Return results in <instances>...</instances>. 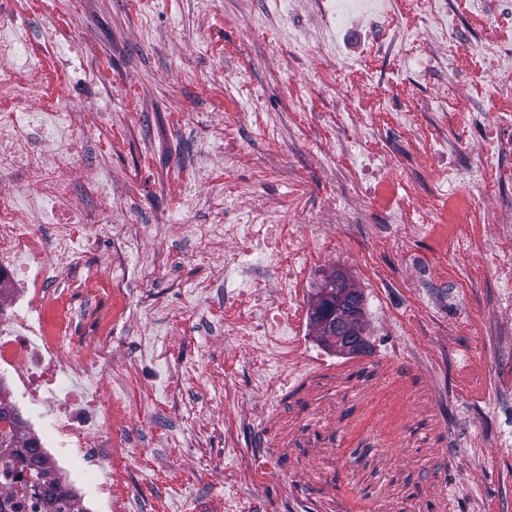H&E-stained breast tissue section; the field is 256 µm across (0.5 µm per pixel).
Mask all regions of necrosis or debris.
Here are the masks:
<instances>
[{
  "label": "necrosis or debris",
  "mask_w": 512,
  "mask_h": 512,
  "mask_svg": "<svg viewBox=\"0 0 512 512\" xmlns=\"http://www.w3.org/2000/svg\"><path fill=\"white\" fill-rule=\"evenodd\" d=\"M10 0H0V78L26 80L38 87L39 61L27 62L17 71V50L24 36L8 22ZM386 12L384 0H336L323 9V22L346 26L352 18L375 25ZM474 125L492 124L502 130L495 142V156L505 178L500 186L499 203L512 211V114L488 116L474 112ZM26 158L24 168L16 161ZM34 186L40 202H50L63 214L52 240L40 238L36 220L39 204L20 211L0 201V378L13 386L12 401L25 405L34 418L26 434L52 444L47 459L55 470L71 466L85 472L103 470L112 464L116 440L125 436L127 417L113 412L111 400L99 398L92 389L106 375L120 376L121 367L112 349L110 333L86 343L83 350L64 355L60 334L69 329L67 316L48 318L50 277L77 281L85 267V257L100 242L123 235L125 225L114 224L87 212L77 217L65 212L71 173L47 151L24 136L15 113L0 107V182ZM82 222L90 231L82 246H75L69 227ZM196 233L205 248L223 253L225 267L239 265L244 252L271 250L278 255L300 254L297 240L285 235L277 224L198 225ZM300 273L295 265L278 267L274 277L262 281L265 291L248 315L230 318L235 335L244 337L253 354L263 357L275 371L281 386L303 383L318 374V358L304 350L296 325L288 323L284 312L296 298Z\"/></svg>",
  "instance_id": "obj_1"
}]
</instances>
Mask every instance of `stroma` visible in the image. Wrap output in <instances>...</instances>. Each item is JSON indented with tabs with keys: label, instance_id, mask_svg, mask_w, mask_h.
I'll use <instances>...</instances> for the list:
<instances>
[{
	"label": "stroma",
	"instance_id": "stroma-1",
	"mask_svg": "<svg viewBox=\"0 0 512 512\" xmlns=\"http://www.w3.org/2000/svg\"><path fill=\"white\" fill-rule=\"evenodd\" d=\"M22 59L41 58L50 84L19 107L23 132L72 171L76 213L111 210L126 247L101 242L86 262L95 293H72L81 321L98 306L129 381L134 440L115 451L114 486L141 512H211L242 490L253 512H512V342L484 327L512 323V246L482 250L497 191L464 166L437 194L418 193L410 164L429 163L447 109L449 139L484 153L489 130L470 112L512 111L489 62L485 97L446 44L405 42L369 76L329 51L315 0H18ZM440 67L419 65L424 52ZM82 122L55 142L39 122L47 97ZM352 98L343 106L344 98ZM222 113L225 126L212 117ZM399 150H391V142ZM391 178L389 242L346 233L372 221L365 160ZM453 196L471 204L453 235L436 219ZM199 224H282L308 258L297 318L312 352L331 362L308 383L274 392L271 375L224 328L246 314L250 281L277 261L250 256L228 271L205 252ZM364 296L366 353L347 355L308 319L327 277ZM206 288L185 306V288ZM451 325L455 336L441 335ZM162 337L157 357L140 344ZM206 428L203 448L187 444Z\"/></svg>",
	"mask_w": 512,
	"mask_h": 512
}]
</instances>
